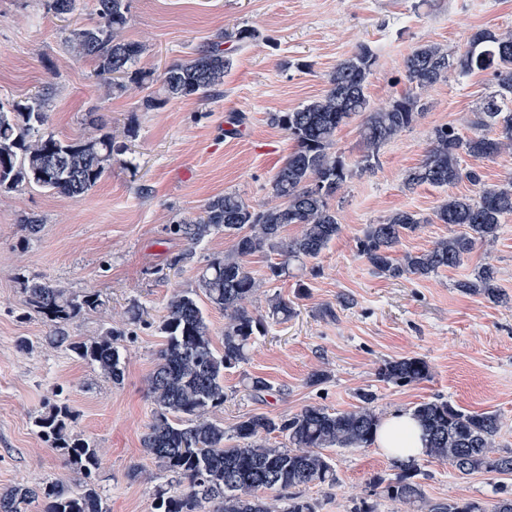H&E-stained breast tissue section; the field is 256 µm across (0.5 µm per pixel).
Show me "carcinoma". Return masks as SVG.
<instances>
[{
	"label": "carcinoma",
	"instance_id": "carcinoma-1",
	"mask_svg": "<svg viewBox=\"0 0 512 512\" xmlns=\"http://www.w3.org/2000/svg\"><path fill=\"white\" fill-rule=\"evenodd\" d=\"M97 5L98 17L106 21L71 29V51L93 59L98 74L112 80V86L124 87L115 83L120 78L144 88L151 76L135 69L144 47L124 35L129 24L126 0H97ZM230 54L222 43H210L194 56L169 65L159 93L142 97V105L157 109L171 100L213 95L224 85ZM376 60L370 47L359 45L336 64L323 95L272 115L273 123L295 143L273 179L278 204L255 209L237 194L226 192L210 199L195 217L169 225L170 233L189 244L179 258L183 263L193 261L195 247L216 232L232 237L234 244L229 253L201 268L197 289L171 294L167 314L158 325L165 343L149 377L155 411L143 448L159 472L175 482L176 490L158 491L156 512H206L209 503L214 512H316L315 502L301 488L315 483L336 485V470L325 451L372 445L379 417L369 392L360 395L361 405L343 412L308 405L279 419L256 413L227 430L210 417V412L224 406V372L244 362L251 341L266 332L265 320L247 307L261 282L246 269L245 259L259 252L276 255L278 261L268 266V278L286 277L293 265L318 259L342 230L331 198L355 175V168L336 150V132L348 120L366 114L361 127L366 151L358 168L369 170L377 163L380 147L412 126L422 112L420 92L447 79L448 72L467 76L487 71L496 82V89L477 106L478 126L494 135L464 137L452 126H440L422 163L405 178L409 188H442L464 180L479 187L475 196H448L433 211L440 223L458 225L464 231L399 259L394 252L402 236L429 219L401 210L380 224H370L357 241V251L377 273L390 278L428 277L441 268H455L477 242L496 240L502 221L512 216V180L487 186L478 167L461 164L464 154L476 160L494 159L512 146V35L480 29L458 55L434 43L418 46L405 61V77L412 90L381 110L370 107L366 94ZM46 120L39 101L16 103L7 111L0 107V197L34 185L81 199L108 172L112 155L124 149L102 126L64 140L44 130ZM290 224L299 231L287 238L283 232ZM495 281V270L485 265L457 287L497 302L501 292ZM22 288L26 307L49 323L53 343L93 366L112 385L123 383L118 341L124 329L108 328L90 343L69 334L70 325L84 311L101 305L96 293L74 297L58 284L28 279ZM199 292L224 312L220 350L213 345L209 323L197 301ZM293 315L288 301L278 296L269 299L272 319L281 322ZM429 373L428 363L417 357L387 361L378 369L380 380L394 384L416 383ZM413 414L424 428L430 458L461 475L512 476V453L495 450L498 415L466 412L439 400L417 404ZM71 420L69 408L56 403L34 425L66 464L83 475L82 489L72 491L61 479L42 487L15 484L0 490V512H25L26 506L39 500L45 503V512H103L96 483L99 449L70 432ZM276 432L284 437L283 443L270 442L269 435ZM393 467L395 478L376 476L371 485L380 496L404 504L411 512H512V490L506 486L490 509L476 499L433 501L418 480L417 462L396 456ZM267 490L278 491V496L264 499L260 493Z\"/></svg>",
	"mask_w": 512,
	"mask_h": 512
}]
</instances>
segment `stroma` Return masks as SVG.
<instances>
[{"instance_id":"35a3bbf8","label":"stroma","mask_w":512,"mask_h":512,"mask_svg":"<svg viewBox=\"0 0 512 512\" xmlns=\"http://www.w3.org/2000/svg\"><path fill=\"white\" fill-rule=\"evenodd\" d=\"M125 35L144 46L137 66L150 72L158 91L165 68L198 49L249 26L260 37L232 53L219 94L172 100L147 111L135 88L107 87L93 60L73 56L68 23L49 0H0V105L11 108L49 91L48 131L75 138L90 124L112 130L127 146L113 156L108 174L74 201L36 186L0 198V488L65 480L79 489L84 479L42 437L35 419L64 402L73 434L100 448L97 483L106 512H155L156 494L167 488L145 456L141 439L152 420L148 378L164 344L156 327L169 296L195 288L198 268L231 251L233 240L213 234L181 262L187 242L168 227L195 216L214 196L239 195L255 208L274 205L273 177L294 148L271 116L321 95L336 64L366 44L377 55L366 93L372 108L409 91L405 60L421 44L463 51L468 37L488 27L512 31V0H127ZM483 73H449L421 93L424 109L409 129L378 152L373 170L357 174L332 200L341 233L316 260V273L293 271L267 279L273 257H247L262 286L251 310L268 312L278 296L295 314L269 322L245 363L224 374V405L212 418L232 427L242 417L293 414L307 405L331 412L354 409L372 391L379 417L442 399L470 412L502 419L498 452H512V216L494 244L476 245L463 265L428 278L389 279L357 253L365 225L383 222L399 209L431 215L448 193L475 194L460 182L451 189L407 188L405 177L423 160L435 128L448 125L465 136L477 128L475 109L492 88ZM239 123L237 134L229 124ZM42 218V231L22 238L20 219ZM492 265L503 300L463 292L461 280ZM51 281L73 294L95 291L97 310L81 315L69 333L97 339L117 324L128 328L121 344L124 381L115 386L70 351L52 345L50 328L24 303L22 280ZM143 310L128 323L132 304ZM418 357L427 379L407 385L381 381L385 362ZM327 380L309 384L311 373ZM270 389L254 398L250 378ZM335 486L313 485L305 494L317 512H350L370 497L371 481L396 474L391 456L376 447L332 448ZM420 482L433 500L477 499L493 504L502 477L459 475L449 465L420 459Z\"/></svg>"}]
</instances>
